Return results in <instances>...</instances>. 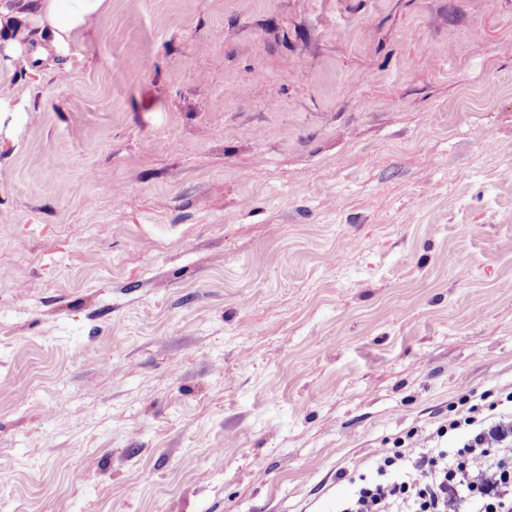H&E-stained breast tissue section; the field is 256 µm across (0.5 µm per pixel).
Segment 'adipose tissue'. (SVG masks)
Wrapping results in <instances>:
<instances>
[{"mask_svg":"<svg viewBox=\"0 0 512 512\" xmlns=\"http://www.w3.org/2000/svg\"><path fill=\"white\" fill-rule=\"evenodd\" d=\"M106 8V0H0V30L18 31L26 22L36 20L51 30L61 46Z\"/></svg>","mask_w":512,"mask_h":512,"instance_id":"adipose-tissue-1","label":"adipose tissue"}]
</instances>
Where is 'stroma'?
Instances as JSON below:
<instances>
[{
  "label": "stroma",
  "mask_w": 512,
  "mask_h": 512,
  "mask_svg": "<svg viewBox=\"0 0 512 512\" xmlns=\"http://www.w3.org/2000/svg\"><path fill=\"white\" fill-rule=\"evenodd\" d=\"M0 31V512H332L512 392V0H108Z\"/></svg>",
  "instance_id": "35a3bbf8"
}]
</instances>
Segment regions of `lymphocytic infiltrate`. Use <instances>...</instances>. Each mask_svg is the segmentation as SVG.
Segmentation results:
<instances>
[{
    "label": "lymphocytic infiltrate",
    "instance_id": "f902f5d3",
    "mask_svg": "<svg viewBox=\"0 0 512 512\" xmlns=\"http://www.w3.org/2000/svg\"><path fill=\"white\" fill-rule=\"evenodd\" d=\"M419 441L378 452L336 512H512V393L462 397Z\"/></svg>",
    "mask_w": 512,
    "mask_h": 512
}]
</instances>
